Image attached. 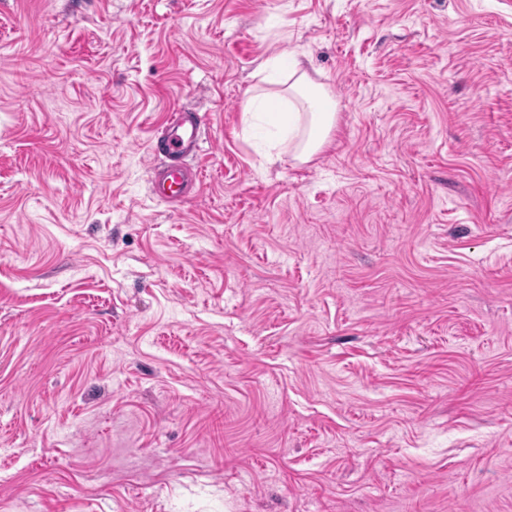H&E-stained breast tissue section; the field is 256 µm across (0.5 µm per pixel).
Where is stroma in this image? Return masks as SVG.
<instances>
[{
    "label": "stroma",
    "mask_w": 512,
    "mask_h": 512,
    "mask_svg": "<svg viewBox=\"0 0 512 512\" xmlns=\"http://www.w3.org/2000/svg\"><path fill=\"white\" fill-rule=\"evenodd\" d=\"M0 512H512V0H0ZM293 80L289 86L292 96L299 102V106L293 101L280 95L263 94L252 97L247 112H266L269 116H277L280 120L282 114L288 118L281 122L284 129V137L288 136V143L293 144L292 156L294 159L308 162L324 146L332 130L336 125L335 103L328 90L321 85H313L307 72L302 69L301 63L294 60L285 81ZM284 81V82H285ZM288 102V112H269L268 103ZM302 128L301 138L297 132ZM174 117H180L171 128L165 139L159 140L157 150L168 162L151 175L153 194L167 202L181 203L194 198L199 191L200 173L192 174L181 160L194 152L198 146V127L196 115L183 117L178 112H190L184 108L173 110Z\"/></svg>",
    "instance_id": "obj_1"
}]
</instances>
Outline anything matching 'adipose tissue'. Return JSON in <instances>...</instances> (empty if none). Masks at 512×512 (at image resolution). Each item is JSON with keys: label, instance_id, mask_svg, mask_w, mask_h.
<instances>
[{"label": "adipose tissue", "instance_id": "ef3b65f1", "mask_svg": "<svg viewBox=\"0 0 512 512\" xmlns=\"http://www.w3.org/2000/svg\"><path fill=\"white\" fill-rule=\"evenodd\" d=\"M294 97L282 127L293 143L294 159L310 161L324 146L336 125L335 104L323 86L313 84L300 62L288 73Z\"/></svg>", "mask_w": 512, "mask_h": 512}]
</instances>
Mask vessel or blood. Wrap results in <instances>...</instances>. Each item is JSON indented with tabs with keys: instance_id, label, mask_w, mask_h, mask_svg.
<instances>
[{
	"instance_id": "vessel-or-blood-1",
	"label": "vessel or blood",
	"mask_w": 512,
	"mask_h": 512,
	"mask_svg": "<svg viewBox=\"0 0 512 512\" xmlns=\"http://www.w3.org/2000/svg\"><path fill=\"white\" fill-rule=\"evenodd\" d=\"M198 127L196 116L180 118L171 126L166 138L159 141L157 150L165 156L166 162L151 175V190L157 198L181 203L197 195L200 177L186 169L182 160L198 146Z\"/></svg>"
}]
</instances>
